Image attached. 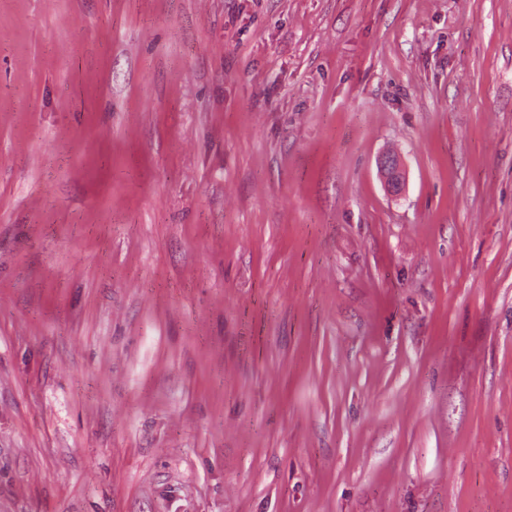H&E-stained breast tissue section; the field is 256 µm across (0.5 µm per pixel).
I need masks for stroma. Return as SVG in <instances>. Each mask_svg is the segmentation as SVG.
<instances>
[{"label":"stroma","mask_w":512,"mask_h":512,"mask_svg":"<svg viewBox=\"0 0 512 512\" xmlns=\"http://www.w3.org/2000/svg\"><path fill=\"white\" fill-rule=\"evenodd\" d=\"M0 512H512V0H0Z\"/></svg>","instance_id":"obj_1"}]
</instances>
